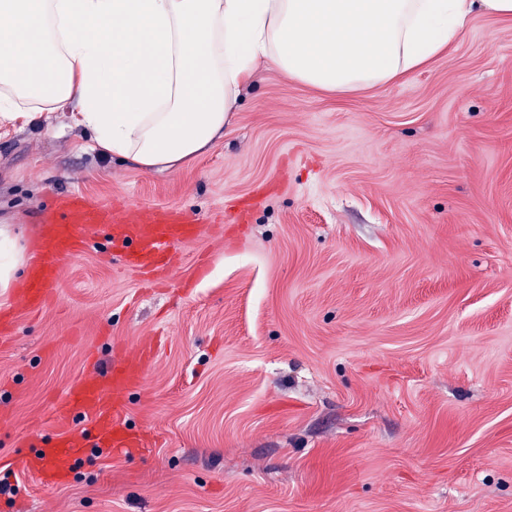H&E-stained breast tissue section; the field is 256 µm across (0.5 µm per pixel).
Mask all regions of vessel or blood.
Here are the masks:
<instances>
[{"label":"vessel or blood","instance_id":"b4317fda","mask_svg":"<svg viewBox=\"0 0 512 512\" xmlns=\"http://www.w3.org/2000/svg\"><path fill=\"white\" fill-rule=\"evenodd\" d=\"M30 273L18 292L26 309L43 308L56 295L65 260L83 254L99 228H108L112 243L121 244L125 261L136 268H166L173 262L171 248L190 239L195 228L177 207L132 214L106 207L74 192L60 198L53 212L41 218ZM153 359L151 346L110 366L105 376L88 372L63 393L55 410L59 434L55 443L38 450L36 469L43 483L54 485L70 472L73 461L85 453L70 437L74 426L88 425L97 447L123 454L143 447V438L124 426L132 392L138 390Z\"/></svg>","mask_w":512,"mask_h":512}]
</instances>
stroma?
<instances>
[{
	"mask_svg": "<svg viewBox=\"0 0 512 512\" xmlns=\"http://www.w3.org/2000/svg\"><path fill=\"white\" fill-rule=\"evenodd\" d=\"M88 140L0 126V225L22 246L73 191L204 230L166 288L90 249L0 335V512H512L511 18L472 17L365 92L259 66L177 171ZM148 343L125 421L149 451L86 452L44 487L22 461L57 396Z\"/></svg>",
	"mask_w": 512,
	"mask_h": 512,
	"instance_id": "1",
	"label": "stroma"
}]
</instances>
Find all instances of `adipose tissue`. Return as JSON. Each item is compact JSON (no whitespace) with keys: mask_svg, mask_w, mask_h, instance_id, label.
Segmentation results:
<instances>
[{"mask_svg":"<svg viewBox=\"0 0 512 512\" xmlns=\"http://www.w3.org/2000/svg\"><path fill=\"white\" fill-rule=\"evenodd\" d=\"M512 0H0V123L69 108L102 155L176 171L259 65L326 94L400 80Z\"/></svg>","mask_w":512,"mask_h":512,"instance_id":"ef3b65f1","label":"adipose tissue"}]
</instances>
